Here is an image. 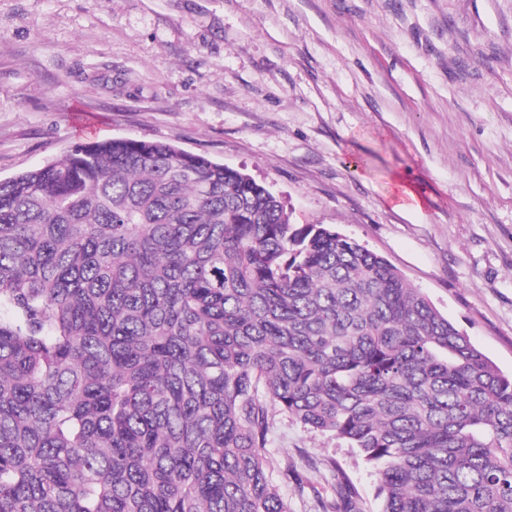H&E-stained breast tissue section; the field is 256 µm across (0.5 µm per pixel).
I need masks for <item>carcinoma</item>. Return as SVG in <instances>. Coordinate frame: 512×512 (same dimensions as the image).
<instances>
[{
  "label": "carcinoma",
  "mask_w": 512,
  "mask_h": 512,
  "mask_svg": "<svg viewBox=\"0 0 512 512\" xmlns=\"http://www.w3.org/2000/svg\"><path fill=\"white\" fill-rule=\"evenodd\" d=\"M277 414L381 512H512V375L383 257L162 141L0 180V512H290ZM268 457L274 466V475L285 463H294L305 470L314 486L320 491H329L333 475L319 465L323 459L332 458L352 479L360 493L362 512H380L382 502L375 495V478L371 467L365 463L356 448L342 439L318 432L285 415H276L272 444L267 448ZM307 462L318 464L317 469ZM306 466V467H305Z\"/></svg>",
  "instance_id": "carcinoma-1"
}]
</instances>
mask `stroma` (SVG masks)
Masks as SVG:
<instances>
[{
  "mask_svg": "<svg viewBox=\"0 0 512 512\" xmlns=\"http://www.w3.org/2000/svg\"><path fill=\"white\" fill-rule=\"evenodd\" d=\"M90 136L250 175L512 374V0H0V179ZM267 453L313 483L291 512H322L327 458L381 512L348 442L279 415Z\"/></svg>",
  "mask_w": 512,
  "mask_h": 512,
  "instance_id": "35a3bbf8",
  "label": "stroma"
}]
</instances>
